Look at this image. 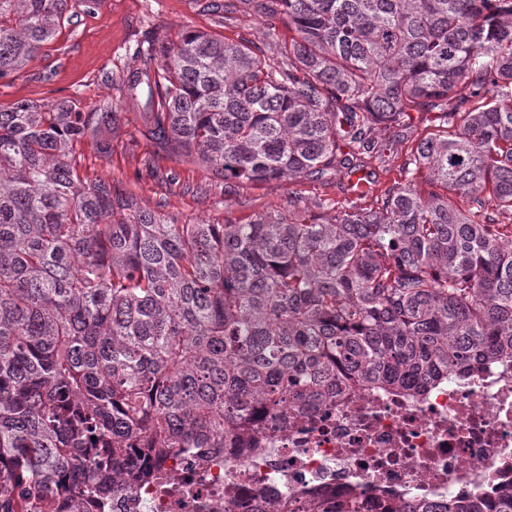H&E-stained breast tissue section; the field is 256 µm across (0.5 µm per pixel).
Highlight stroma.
I'll return each instance as SVG.
<instances>
[{
	"mask_svg": "<svg viewBox=\"0 0 512 512\" xmlns=\"http://www.w3.org/2000/svg\"><path fill=\"white\" fill-rule=\"evenodd\" d=\"M205 0H97L86 11L69 0L64 23L14 78L0 80V106L27 99L37 103L70 101L78 111L112 107L120 121L112 132V154L102 158L91 140L74 147L80 174L112 183L133 195L144 208L181 224H220L252 219L272 207L287 209L289 199L313 205L325 199L344 203L335 184L303 180L249 186L215 178L189 159H178L141 136L138 109L122 99L121 85L136 49L154 38L177 40L193 27L234 40L244 38L274 49L287 37L285 28L268 32L265 20L250 10L231 15L204 10Z\"/></svg>",
	"mask_w": 512,
	"mask_h": 512,
	"instance_id": "1",
	"label": "stroma"
}]
</instances>
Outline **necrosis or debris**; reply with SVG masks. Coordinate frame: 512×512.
I'll list each match as a JSON object with an SVG mask.
<instances>
[{"mask_svg": "<svg viewBox=\"0 0 512 512\" xmlns=\"http://www.w3.org/2000/svg\"><path fill=\"white\" fill-rule=\"evenodd\" d=\"M107 512H394L415 501L494 499L512 485V359L420 393L350 388L325 405H281L250 440L153 461Z\"/></svg>", "mask_w": 512, "mask_h": 512, "instance_id": "obj_1", "label": "necrosis or debris"}]
</instances>
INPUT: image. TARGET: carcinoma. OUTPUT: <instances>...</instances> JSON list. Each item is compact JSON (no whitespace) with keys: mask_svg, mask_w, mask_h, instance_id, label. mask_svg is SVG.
I'll list each match as a JSON object with an SVG mask.
<instances>
[{"mask_svg":"<svg viewBox=\"0 0 512 512\" xmlns=\"http://www.w3.org/2000/svg\"><path fill=\"white\" fill-rule=\"evenodd\" d=\"M68 0H0V79ZM292 33L268 55L188 27L133 57L142 136L216 177L401 179L326 218L288 204L178 224L80 176L118 113L0 107V512H85L148 480L137 455L222 448L257 407L421 390L512 357V0H208ZM428 189H420V182ZM446 512H485L461 498ZM490 512H512V487ZM411 139L410 138V141L408 142V144L406 145V147L408 145H411ZM403 148V156H404V150L406 149ZM402 154L400 155L399 153V156L398 157H395V158H392L389 163H387L385 166H381V167H378V164L377 163H374V166L375 168L370 170V181L373 182V184H375L376 186L378 185H383L385 183H390L394 180H398L400 178V166H401V163H402Z\"/></svg>","mask_w":512,"mask_h":512,"instance_id":"cac0c4a2","label":"carcinoma"}]
</instances>
